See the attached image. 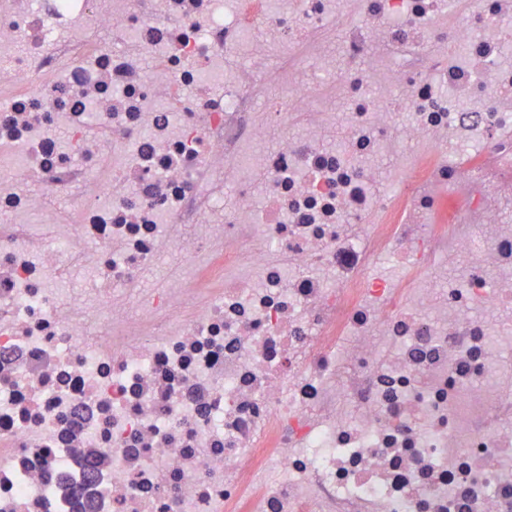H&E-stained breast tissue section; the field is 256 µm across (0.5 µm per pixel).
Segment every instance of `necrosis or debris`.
Segmentation results:
<instances>
[{"label": "necrosis or debris", "instance_id": "4bbe7bcc", "mask_svg": "<svg viewBox=\"0 0 512 512\" xmlns=\"http://www.w3.org/2000/svg\"><path fill=\"white\" fill-rule=\"evenodd\" d=\"M7 88L0 512H512V0H0ZM184 270L185 268L177 256L174 254L164 255L157 269L149 278L148 284L151 286L156 285L171 275L182 274Z\"/></svg>", "mask_w": 512, "mask_h": 512}]
</instances>
